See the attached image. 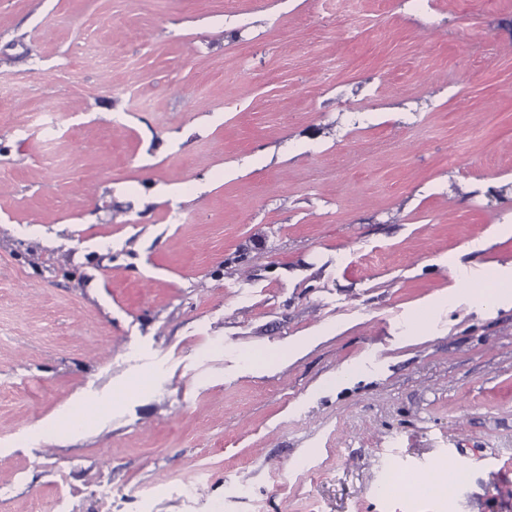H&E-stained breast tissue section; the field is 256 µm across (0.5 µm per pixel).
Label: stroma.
I'll return each mask as SVG.
<instances>
[{
	"mask_svg": "<svg viewBox=\"0 0 512 512\" xmlns=\"http://www.w3.org/2000/svg\"><path fill=\"white\" fill-rule=\"evenodd\" d=\"M0 83V512H512V0H0Z\"/></svg>",
	"mask_w": 512,
	"mask_h": 512,
	"instance_id": "1",
	"label": "stroma"
}]
</instances>
